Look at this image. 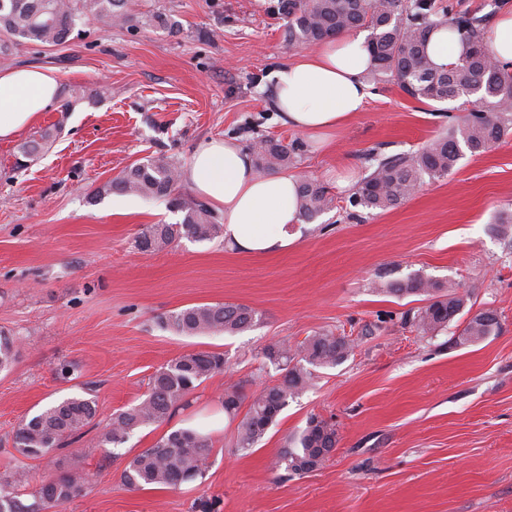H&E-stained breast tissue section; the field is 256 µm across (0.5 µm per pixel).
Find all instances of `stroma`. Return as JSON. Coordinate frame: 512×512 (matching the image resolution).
I'll return each mask as SVG.
<instances>
[{
  "label": "stroma",
  "instance_id": "35a3bbf8",
  "mask_svg": "<svg viewBox=\"0 0 512 512\" xmlns=\"http://www.w3.org/2000/svg\"><path fill=\"white\" fill-rule=\"evenodd\" d=\"M276 2L130 0V26L82 22L66 44L27 42L0 59V71L52 69L59 99L73 102L68 112L50 105L21 137L0 141V330L18 350L0 371V480L26 474L32 496L44 476L81 474V494L59 512H202L205 501L216 512H512V245L494 231L512 217V134L464 152L448 175L423 178L395 208L349 206L338 174L364 177L371 149L420 150L447 132L448 119L382 82L317 148L271 106L269 75L296 54ZM157 13L180 34L151 23ZM56 124L45 153L16 168L21 142ZM224 136L246 149L262 138L300 143L292 175L328 187L336 208L294 225L288 248L265 255L221 237L140 250L146 225L177 224L181 214L160 199L98 188L149 159L187 168L200 140ZM410 275L464 294V317L494 310L497 334L455 345L456 325L431 337L405 324L422 298L373 287ZM215 302L249 306L257 320L234 335L194 337L159 323L174 309ZM320 329L354 339L351 355L317 369L254 450L237 452L239 421L224 414L225 389L251 397L271 381L261 369L267 345ZM188 350L223 353L224 372L119 451L100 447L113 412L138 404L154 372ZM64 364L74 369L66 379L57 373ZM75 395L98 405L80 456L15 452L22 419ZM313 414L336 425L331 457L303 475L273 469L284 437ZM190 425L210 430L202 479L164 490L124 482L129 457Z\"/></svg>",
  "mask_w": 512,
  "mask_h": 512
}]
</instances>
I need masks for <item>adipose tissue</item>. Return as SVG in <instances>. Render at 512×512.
<instances>
[{
    "instance_id": "1",
    "label": "adipose tissue",
    "mask_w": 512,
    "mask_h": 512,
    "mask_svg": "<svg viewBox=\"0 0 512 512\" xmlns=\"http://www.w3.org/2000/svg\"><path fill=\"white\" fill-rule=\"evenodd\" d=\"M371 65L365 33L338 34L272 72L273 106L288 127L325 143L330 132L363 110L371 95ZM57 92L50 70L1 71L0 139L29 128ZM183 177L222 212L224 237L233 247L253 254L287 247L288 228L300 221L295 176L259 173L251 154L224 138L199 143Z\"/></svg>"
}]
</instances>
